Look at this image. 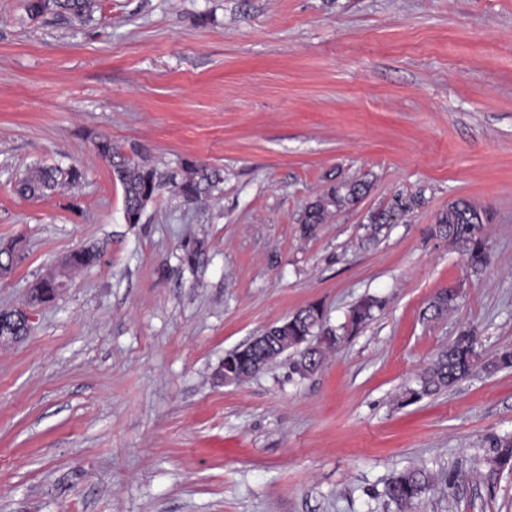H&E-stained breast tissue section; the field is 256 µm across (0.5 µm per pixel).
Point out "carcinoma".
Masks as SVG:
<instances>
[{
  "instance_id": "cac0c4a2",
  "label": "carcinoma",
  "mask_w": 512,
  "mask_h": 512,
  "mask_svg": "<svg viewBox=\"0 0 512 512\" xmlns=\"http://www.w3.org/2000/svg\"><path fill=\"white\" fill-rule=\"evenodd\" d=\"M68 11L76 18L85 15L89 0H28L27 9L31 16H39L52 7ZM98 153L109 163L124 191V213L126 222L137 224L146 204L152 200L163 185L157 171L133 162L119 147L109 140L96 144ZM81 174L75 168L64 170L58 167H32L18 181V191L24 196H36L58 185L78 181ZM221 180L219 171L190 164L185 168L181 179L171 178L172 191L194 203L201 199L205 191ZM368 185L360 180H339L326 186L304 211L301 232L309 237L320 225L327 223L335 214L349 209L367 192ZM487 219L484 208L466 200L459 199L448 206V210L437 217L432 233L455 242L467 244V263L478 268L487 263L488 247L482 235L483 220ZM99 254L90 250H78L71 253L61 264L59 270L50 272L37 280L32 288L39 291L42 302L54 298V288L64 283L63 277L70 269L89 266L98 260ZM459 294L455 291L438 293L432 303L435 314L441 315L456 306ZM379 307L378 300L367 297L349 310L347 330L358 331L374 317ZM288 350L297 355L293 360L294 373L308 376L306 361L307 347L314 344L313 361L322 364L325 349L338 344L343 335L326 326L324 312L320 305L311 304L288 316ZM278 357L276 352H267L257 347L246 353L231 352L225 356L229 373L237 380L248 376V369L259 360L269 365ZM481 366L487 374L512 368V349L501 351L494 359L480 362L477 339L469 331L460 333L431 365L419 376L415 387L406 392L407 401H420L437 394L458 381L470 376L476 366ZM490 462L498 470H512V438H494L490 442ZM434 490L431 474L420 468L404 470L398 473L386 485L385 496L402 512L410 509L427 492Z\"/></svg>"
}]
</instances>
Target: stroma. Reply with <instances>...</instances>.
<instances>
[{"mask_svg":"<svg viewBox=\"0 0 512 512\" xmlns=\"http://www.w3.org/2000/svg\"><path fill=\"white\" fill-rule=\"evenodd\" d=\"M90 2L0 0V247L22 253L0 310L30 314L0 345V512H398L383 492L413 466L438 482L414 512H512L487 461L512 436V368L404 401L461 331L482 359L512 348V0ZM103 138L223 180L203 205L162 188L127 223ZM37 162L81 178L21 198ZM336 177L370 189L303 237ZM459 198L490 213L476 271L431 233ZM80 248L97 264L33 302ZM368 296L374 319L316 372L285 354L219 380L268 326L317 303L337 329ZM52 6L66 10L76 18H82L89 7V0H28L27 3L30 15L35 17L51 9Z\"/></svg>","mask_w":512,"mask_h":512,"instance_id":"obj_1","label":"stroma"}]
</instances>
